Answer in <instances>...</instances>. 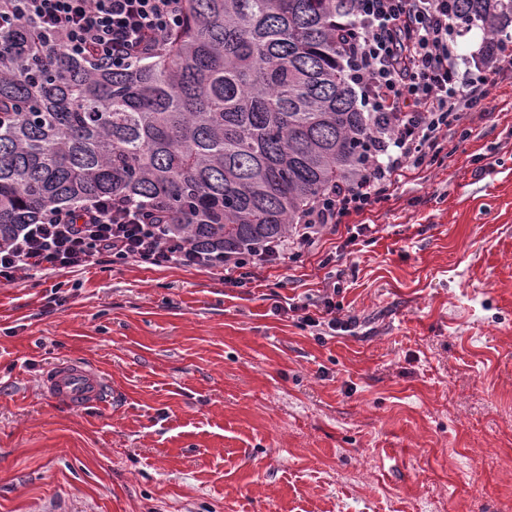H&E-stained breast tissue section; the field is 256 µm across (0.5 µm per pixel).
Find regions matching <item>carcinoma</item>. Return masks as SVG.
Here are the masks:
<instances>
[{
  "label": "carcinoma",
  "mask_w": 512,
  "mask_h": 512,
  "mask_svg": "<svg viewBox=\"0 0 512 512\" xmlns=\"http://www.w3.org/2000/svg\"><path fill=\"white\" fill-rule=\"evenodd\" d=\"M458 27L512 23V0H453ZM356 0H184L163 51L103 69L30 24L0 53V246L101 196L159 208L192 246L245 251L375 151L337 44Z\"/></svg>",
  "instance_id": "carcinoma-1"
}]
</instances>
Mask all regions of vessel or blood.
Returning a JSON list of instances; mask_svg holds the SVG:
<instances>
[{"instance_id":"1","label":"vessel or blood","mask_w":512,"mask_h":512,"mask_svg":"<svg viewBox=\"0 0 512 512\" xmlns=\"http://www.w3.org/2000/svg\"><path fill=\"white\" fill-rule=\"evenodd\" d=\"M40 385L55 400L77 408L103 403L108 391L107 381L94 369L67 360L49 367Z\"/></svg>"}]
</instances>
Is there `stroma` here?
Segmentation results:
<instances>
[{"label":"stroma","instance_id":"35a3bbf8","mask_svg":"<svg viewBox=\"0 0 512 512\" xmlns=\"http://www.w3.org/2000/svg\"><path fill=\"white\" fill-rule=\"evenodd\" d=\"M489 109L301 261L0 284V512H512V65ZM349 331L318 333L329 284ZM281 310H274V303ZM61 359L103 406L39 391Z\"/></svg>","mask_w":512,"mask_h":512}]
</instances>
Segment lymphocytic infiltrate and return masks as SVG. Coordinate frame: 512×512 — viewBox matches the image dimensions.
<instances>
[{
    "instance_id": "1",
    "label": "lymphocytic infiltrate",
    "mask_w": 512,
    "mask_h": 512,
    "mask_svg": "<svg viewBox=\"0 0 512 512\" xmlns=\"http://www.w3.org/2000/svg\"><path fill=\"white\" fill-rule=\"evenodd\" d=\"M182 18L183 0H7L0 32L30 23L50 49L120 69L161 50ZM355 25L339 50L366 111L384 113L387 121L373 160L348 184L315 199L293 236L250 255L200 249L152 221L145 203L101 197L26 225L0 247V282L106 257L220 270L234 286L240 269L298 261L323 234L372 211L401 177L442 152L449 126L483 106L496 74L461 72L450 0H357Z\"/></svg>"
}]
</instances>
